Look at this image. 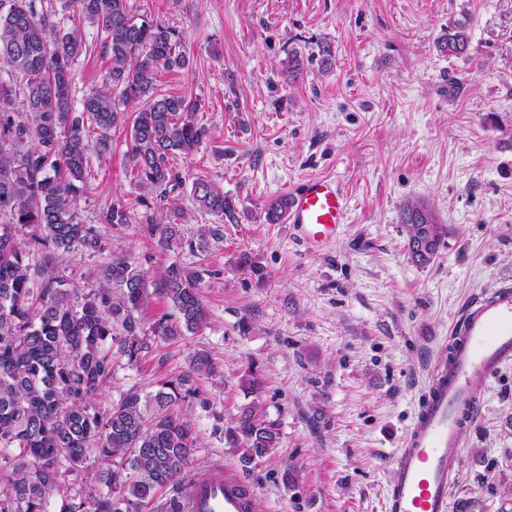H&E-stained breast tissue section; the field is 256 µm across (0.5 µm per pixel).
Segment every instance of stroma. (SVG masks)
<instances>
[{
  "instance_id": "1",
  "label": "stroma",
  "mask_w": 512,
  "mask_h": 512,
  "mask_svg": "<svg viewBox=\"0 0 512 512\" xmlns=\"http://www.w3.org/2000/svg\"><path fill=\"white\" fill-rule=\"evenodd\" d=\"M72 69L75 100L107 79L95 26ZM134 14L177 27L190 66L163 70L157 89L198 99L207 137L177 158L176 195L190 214L180 240L159 248L144 225L100 223L113 198L141 194L125 159L92 161L80 199L104 253L67 255L84 288L119 255L149 277L171 263L202 274L209 324L152 340L139 363L115 356L95 399L130 392L150 404L162 383L208 353L217 378L196 377L185 403L196 427L195 470L233 467L253 488V512H382L388 463L421 401L465 301L512 281V0H130ZM459 57L439 43L456 22ZM299 58V69L290 61ZM336 180L346 222L325 250L308 251L268 202L310 177ZM223 188L234 220L199 211L195 178ZM425 200L448 227L425 266L407 250L401 210ZM196 250H189V243ZM248 253L253 269L238 265ZM253 370L260 394L241 377ZM484 406L464 430L452 512H512V365L478 382ZM278 423V448L243 462L225 437L243 407Z\"/></svg>"
}]
</instances>
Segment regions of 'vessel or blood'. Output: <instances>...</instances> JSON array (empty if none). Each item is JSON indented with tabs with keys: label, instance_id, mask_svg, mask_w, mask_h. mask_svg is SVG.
Instances as JSON below:
<instances>
[{
	"label": "vessel or blood",
	"instance_id": "vessel-or-blood-1",
	"mask_svg": "<svg viewBox=\"0 0 512 512\" xmlns=\"http://www.w3.org/2000/svg\"><path fill=\"white\" fill-rule=\"evenodd\" d=\"M289 200L287 222L299 242L320 249L335 240L346 219V199L335 180L306 179L290 191ZM448 347L391 458L384 512H449L460 464L455 449L483 408L475 384L512 365V284L501 283L470 301ZM251 500V488L219 465L190 481L186 512H248Z\"/></svg>",
	"mask_w": 512,
	"mask_h": 512
}]
</instances>
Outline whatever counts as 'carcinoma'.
I'll list each match as a JSON object with an SVG mask.
<instances>
[{
  "instance_id": "carcinoma-1",
  "label": "carcinoma",
  "mask_w": 512,
  "mask_h": 512,
  "mask_svg": "<svg viewBox=\"0 0 512 512\" xmlns=\"http://www.w3.org/2000/svg\"><path fill=\"white\" fill-rule=\"evenodd\" d=\"M64 7L97 26L112 67L102 86L90 90L81 111L73 108L72 67L85 43L36 0H0V70L20 79L23 110L15 111L16 88L0 80V512H140L161 488L177 484L189 468L196 436L187 414L170 408L192 394L197 375H217L205 353L189 371L164 384L146 415L137 393L118 406L93 403L112 378L113 355L138 362L150 337L174 339L207 326L198 270L172 263L151 280L125 257L96 269L99 287L81 289L64 256L103 251L97 228L80 219V191L91 155L112 151V129L129 127L127 159L138 188L150 197L143 215L120 198L100 212L114 227L144 224L158 245L178 237L186 222L172 196L181 186L170 160L189 156L207 136L196 118L198 102L156 89L159 70L189 66L183 33L161 21L135 17L129 0H64ZM466 26L448 30L441 48L468 49ZM131 103L137 105L127 112ZM95 137H90L89 132ZM198 208L219 219L234 206L224 191L197 179ZM288 197L269 201L266 220L285 217ZM407 250L420 266L435 253H418L412 240L426 231L438 244L448 227L423 201L408 203ZM167 297L176 317L145 328L138 316L150 291ZM229 438L243 447L242 460L261 457L280 443L277 424L249 406Z\"/></svg>"
}]
</instances>
